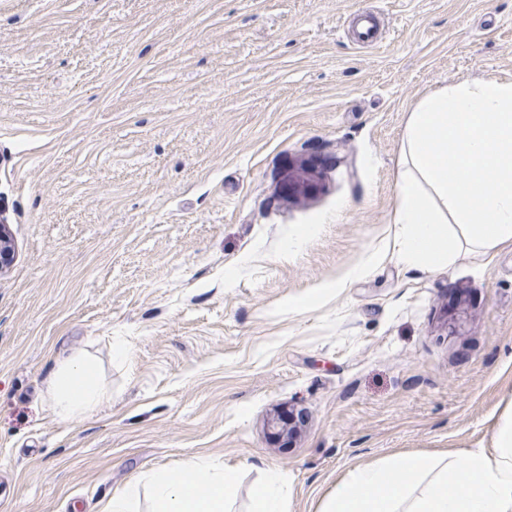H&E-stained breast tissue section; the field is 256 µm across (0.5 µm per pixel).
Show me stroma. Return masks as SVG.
Wrapping results in <instances>:
<instances>
[{
    "label": "stroma",
    "instance_id": "stroma-1",
    "mask_svg": "<svg viewBox=\"0 0 512 512\" xmlns=\"http://www.w3.org/2000/svg\"><path fill=\"white\" fill-rule=\"evenodd\" d=\"M466 80L512 81V0H0V512L192 456L238 469L234 512L268 467L318 512L355 466L489 447L512 247L396 245L409 114ZM78 349L112 398L63 421Z\"/></svg>",
    "mask_w": 512,
    "mask_h": 512
}]
</instances>
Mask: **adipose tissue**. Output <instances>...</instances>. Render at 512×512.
Returning a JSON list of instances; mask_svg holds the SVG:
<instances>
[{
    "label": "adipose tissue",
    "mask_w": 512,
    "mask_h": 512,
    "mask_svg": "<svg viewBox=\"0 0 512 512\" xmlns=\"http://www.w3.org/2000/svg\"><path fill=\"white\" fill-rule=\"evenodd\" d=\"M398 254L425 271L465 251L512 245V82L466 81L429 93L409 116L403 141ZM52 413L84 417L109 399L85 351L61 359L47 384ZM490 449L415 455L357 467L319 512H512V405L492 429ZM238 472L196 457L152 470L107 501L103 512H231ZM147 510H140L141 500ZM249 512H288L283 476L266 469Z\"/></svg>",
    "instance_id": "obj_1"
}]
</instances>
